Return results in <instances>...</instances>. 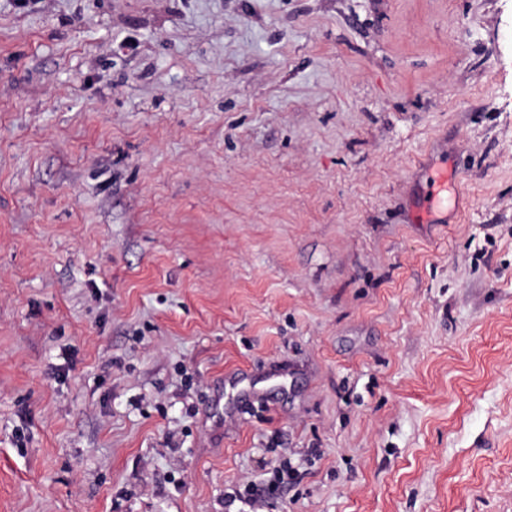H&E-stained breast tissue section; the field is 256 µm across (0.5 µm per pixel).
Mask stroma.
<instances>
[{
    "instance_id": "stroma-1",
    "label": "stroma",
    "mask_w": 512,
    "mask_h": 512,
    "mask_svg": "<svg viewBox=\"0 0 512 512\" xmlns=\"http://www.w3.org/2000/svg\"><path fill=\"white\" fill-rule=\"evenodd\" d=\"M286 448L268 512H512V0H0V512Z\"/></svg>"
}]
</instances>
